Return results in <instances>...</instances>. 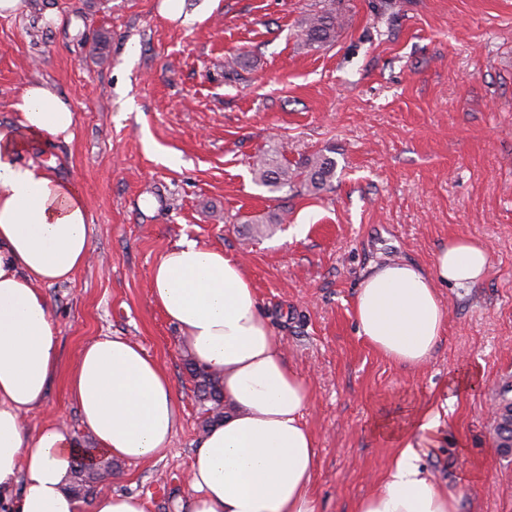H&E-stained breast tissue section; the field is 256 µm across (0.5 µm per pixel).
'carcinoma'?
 I'll list each match as a JSON object with an SVG mask.
<instances>
[{
    "instance_id": "obj_1",
    "label": "carcinoma",
    "mask_w": 512,
    "mask_h": 512,
    "mask_svg": "<svg viewBox=\"0 0 512 512\" xmlns=\"http://www.w3.org/2000/svg\"><path fill=\"white\" fill-rule=\"evenodd\" d=\"M342 29L340 16L333 8L308 16L302 30L303 41L309 46L322 47L336 41ZM256 183L271 192H281L300 184L312 191L322 190L336 175V161L324 153H314L302 161L292 164L276 150H267L259 155L252 168ZM191 374L197 378L200 400L210 404L208 417L203 421L206 429L224 419V388L221 379L195 363L189 364ZM498 448L504 454L512 453V401L503 404L497 420ZM112 475V462L98 463L79 461L73 469L71 491L85 494L94 486Z\"/></svg>"
}]
</instances>
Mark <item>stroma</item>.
<instances>
[{
  "instance_id": "stroma-1",
  "label": "stroma",
  "mask_w": 512,
  "mask_h": 512,
  "mask_svg": "<svg viewBox=\"0 0 512 512\" xmlns=\"http://www.w3.org/2000/svg\"><path fill=\"white\" fill-rule=\"evenodd\" d=\"M0 17V121L24 84L49 81L76 114L71 141L31 147L82 191L93 252L46 288L63 368L104 336L135 341L169 372L181 421L162 456L115 461L111 492L148 512L190 496L205 406L177 326L155 306L151 271L190 239L240 260L262 313L309 379L320 512H354L394 452L381 421L441 408L444 443L421 449L462 512H512V453L491 409L512 391V0H25ZM336 8L321 48L301 30ZM321 152L336 175L319 193L256 184V154ZM285 215L266 235L249 223ZM480 239L483 282L440 288L448 324L429 364L391 362L356 333L354 299L385 260L431 268L449 238ZM473 384H464L467 375ZM82 426L64 379L29 429ZM341 29L342 21L336 14V9L314 13L308 16L302 30L303 41L308 46H326L336 41Z\"/></svg>"
}]
</instances>
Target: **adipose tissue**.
<instances>
[{"mask_svg": "<svg viewBox=\"0 0 512 512\" xmlns=\"http://www.w3.org/2000/svg\"><path fill=\"white\" fill-rule=\"evenodd\" d=\"M14 108V122L0 124V505L6 512H146L136 494H100L86 505L67 489L78 458H158L180 408L166 369L121 336L95 339L62 370L44 289L85 265L88 210L75 183L23 153L72 138L75 114L44 80L22 86ZM488 266L483 243L453 237L432 269L404 261L374 267L354 299L358 336L393 362L424 367L447 322L440 287H473ZM151 294L195 363L223 379L224 420L192 457L188 512H319L317 440L305 422L313 389L287 363L244 268L185 240L154 265ZM60 377L93 447L60 423L35 431L26 424ZM440 425L436 409L418 410L412 427L395 435L398 448L379 490L355 512H460L459 496L433 481L418 454L439 447Z\"/></svg>", "mask_w": 512, "mask_h": 512, "instance_id": "ef3b65f1", "label": "adipose tissue"}]
</instances>
